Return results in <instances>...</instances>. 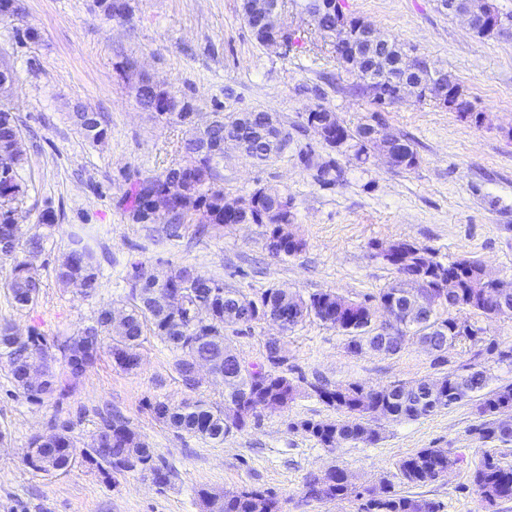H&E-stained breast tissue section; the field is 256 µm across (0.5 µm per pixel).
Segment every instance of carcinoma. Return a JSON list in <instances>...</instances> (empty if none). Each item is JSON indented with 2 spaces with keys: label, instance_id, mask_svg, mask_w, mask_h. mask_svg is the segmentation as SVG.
I'll use <instances>...</instances> for the list:
<instances>
[{
  "label": "carcinoma",
  "instance_id": "carcinoma-1",
  "mask_svg": "<svg viewBox=\"0 0 512 512\" xmlns=\"http://www.w3.org/2000/svg\"><path fill=\"white\" fill-rule=\"evenodd\" d=\"M136 98L143 109L172 119L185 126L186 130L178 145L184 162L132 183L122 206L133 223L160 224L167 236L177 237L185 221L193 216L198 219L197 232L200 234L211 227L245 221L264 227L267 238L277 235L281 225L294 223L292 198L281 190L257 189L252 194L254 208L245 217L224 209V187L219 185L218 168L224 161V148H237L236 141L231 139L232 134L239 132L247 137L249 146L245 156L262 164L282 154L293 143L291 133L281 122L264 124L266 113L263 111L214 112L206 123L209 133L204 140L194 126V117L188 112L192 103L190 98L163 89L143 77L136 86ZM73 117L86 138L97 142L104 137L106 130L99 113L80 110L73 113ZM371 133H381L407 144L409 157L399 163V168L409 170L417 165V152L410 141L387 132L381 121L376 125L360 124L353 129L340 126L337 139L331 140L328 148L341 154L350 153L355 160L364 163L374 149L369 137ZM21 135L16 116L0 111V264L10 266L0 280V288L6 289L16 306L23 309L39 297L41 280L29 258L45 251L51 237L48 229L55 225V215L50 210L42 212L36 230L25 237L13 230L19 204L26 194L21 172L27 157L20 147ZM424 256H428L426 250L406 241L397 242L395 254L387 264L395 269L398 279L379 293V302L404 301L410 297L403 278L402 260ZM141 266L143 263L140 261L130 263L127 272L129 292L122 305L124 318L117 323L112 321V307L105 306L97 311L91 323L62 342L50 341L33 328L30 336L20 343L14 340L11 327L0 325V359L27 399L40 403L55 394L65 396L66 389L52 371L38 387L28 388L17 377L20 366L38 358L50 367L59 353L66 365L69 382L75 384L85 374L86 368L69 361L68 351L76 340L84 336L100 348L107 347L112 361L121 369L131 371L137 368L139 347L147 331L178 353L175 369L184 386L193 388L191 369L195 359L214 352L217 360H224L225 328H250L252 323L243 320L242 315L255 314L267 308L274 310L288 302L283 288H268L258 296H250L236 288H228L223 280L189 266L174 267L158 281H142L136 275ZM418 273L419 288L425 292L437 286L440 275L455 274L459 287L447 295L443 304L459 311L473 310L490 315L483 292L493 284L485 279L481 263L462 259L444 265L434 261L421 264ZM56 277L63 285L75 286L87 293L98 287L94 256L82 237L76 235L72 238L68 252L56 269ZM169 290L184 296L183 310L168 311L152 303L151 296L155 292ZM310 315L347 336V350L351 354L361 353V342L370 323L366 319V309L352 307L349 299L334 292H321L305 301L300 316L291 321V326H296ZM462 325L463 322L456 318L443 319L435 313L432 319L411 325L407 331L412 333L415 342L436 354V360L442 361L448 348L463 336L475 343L484 341L482 336L461 329ZM283 365L284 362L276 360L264 374L243 373L226 377L222 404L195 400L171 405L159 401L153 406V412L156 418L178 433L221 442L232 432L227 416L243 398H250L257 407L267 401L286 404L294 398L296 386L280 371ZM462 370L469 383L467 394L457 392L454 380L459 378V372L453 371L432 380L422 378L384 386L378 394L381 402L378 409L366 404L367 388L359 383L331 386L317 379L307 383L311 394L342 412V417L325 421L304 420L293 424V428L315 439L324 448H336L343 443H374L380 437L379 430L372 425L374 418L392 421L417 419L476 397L478 412L484 420L474 427V431L482 442L512 443V384L487 391V376L478 364L469 363ZM73 429L71 422L54 424L45 438L33 439L31 453L41 461L38 470L52 474L71 466L76 458ZM43 448L56 449V455L46 457L41 452ZM82 456L103 470H148L156 482L168 480V474L154 464L153 451L130 427V422L110 410L100 414L99 426ZM463 462L462 456L450 450L423 448L403 460L398 470L403 483L422 487L445 479L448 470L460 467ZM471 480L487 504L494 506L512 501V466L501 464L492 453L485 452L480 464L474 468ZM306 488L307 496L316 500H343L353 494L358 497L364 495L366 500L361 512H438L439 509L438 504L425 498L398 492L386 480L377 487L358 492L352 477L339 467L329 481L321 484L314 477L307 482ZM216 510L279 512V503L269 492L228 491Z\"/></svg>",
  "mask_w": 512,
  "mask_h": 512
}]
</instances>
